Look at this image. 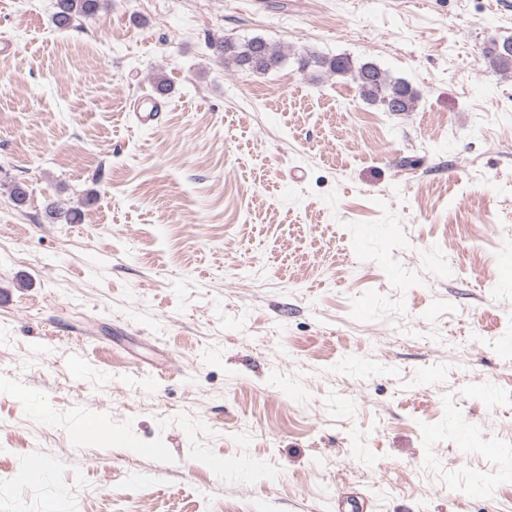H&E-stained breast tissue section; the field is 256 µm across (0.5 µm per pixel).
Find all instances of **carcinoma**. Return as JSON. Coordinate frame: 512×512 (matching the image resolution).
<instances>
[{
    "label": "carcinoma",
    "mask_w": 512,
    "mask_h": 512,
    "mask_svg": "<svg viewBox=\"0 0 512 512\" xmlns=\"http://www.w3.org/2000/svg\"><path fill=\"white\" fill-rule=\"evenodd\" d=\"M105 9V0H55L51 21L55 28L68 30L74 27L80 18L98 14ZM503 41L489 40L482 48V55L489 67L497 73L512 72V53L502 49ZM214 60L224 68L248 71L253 74H265L279 68L287 59V54L261 38L237 41L229 37H217L209 40ZM298 69L302 72L313 69L327 77L349 76L356 82L359 93L366 102L377 105L385 112H411L417 92L404 81L394 80L389 74L373 62L355 64L347 56H296ZM47 216L56 220L65 218L76 223L81 213L76 208H64L58 201L46 204Z\"/></svg>",
    "instance_id": "1"
}]
</instances>
